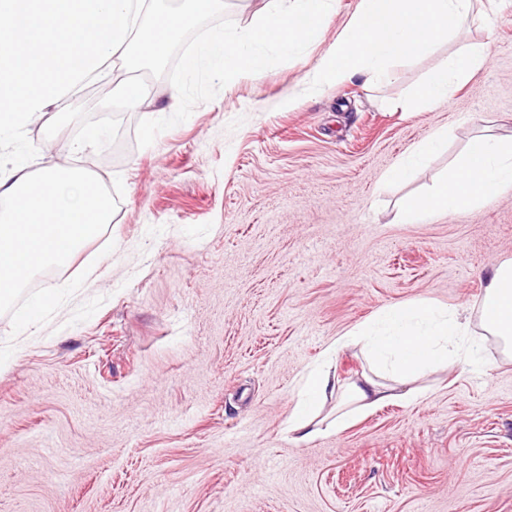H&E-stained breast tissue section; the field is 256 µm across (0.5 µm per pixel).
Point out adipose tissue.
I'll list each match as a JSON object with an SVG mask.
<instances>
[{"instance_id": "ef3b65f1", "label": "adipose tissue", "mask_w": 512, "mask_h": 512, "mask_svg": "<svg viewBox=\"0 0 512 512\" xmlns=\"http://www.w3.org/2000/svg\"><path fill=\"white\" fill-rule=\"evenodd\" d=\"M224 0H182L168 9L159 0H0V139L46 112L65 113L69 95L87 81H111L115 96L138 107L147 95L126 70L162 61L176 36ZM512 190V136L472 138L448 172L424 195L402 206L403 223L482 207ZM481 326L504 352L512 351V261L496 266L478 309ZM468 331L455 311L432 300L385 307L330 346L359 347L367 363L361 383L342 385L321 367L300 381V400L288 419L295 441L335 400L327 430L340 431L365 410L395 400L396 385L453 359L450 345Z\"/></svg>"}]
</instances>
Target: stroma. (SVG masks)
Wrapping results in <instances>:
<instances>
[{
	"label": "stroma",
	"mask_w": 512,
	"mask_h": 512,
	"mask_svg": "<svg viewBox=\"0 0 512 512\" xmlns=\"http://www.w3.org/2000/svg\"><path fill=\"white\" fill-rule=\"evenodd\" d=\"M360 0H335L319 40L242 78L138 147L172 114L149 79L137 109L90 82L27 126L37 166H79L124 194L107 229L37 288L95 272L37 340L0 366V512H512V357L426 372L418 396L304 442L285 427L298 381L382 308H478L512 259V191L418 224L399 218L475 135H512V0H482L463 36L486 65L449 102L399 104L444 62L398 63L307 93ZM104 134L67 153L85 128ZM437 130L408 181L385 174Z\"/></svg>",
	"instance_id": "obj_1"
}]
</instances>
